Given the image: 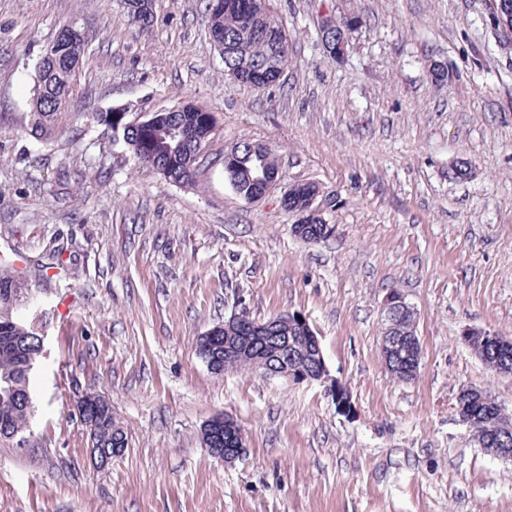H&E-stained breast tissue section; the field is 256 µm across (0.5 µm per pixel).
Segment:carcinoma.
I'll list each match as a JSON object with an SVG mask.
<instances>
[{
  "label": "carcinoma",
  "mask_w": 512,
  "mask_h": 512,
  "mask_svg": "<svg viewBox=\"0 0 512 512\" xmlns=\"http://www.w3.org/2000/svg\"><path fill=\"white\" fill-rule=\"evenodd\" d=\"M153 0H124L130 20L148 28L153 25ZM252 25L241 21L235 7H224L206 13L211 36L218 37L230 47L221 57L224 72L240 71L242 83L267 88L279 84L277 75L287 67L289 39L283 24L271 11L269 0H259ZM86 44L78 36L66 38L61 34L45 46L49 55L46 68H35V80L29 102L28 131L41 142L55 140L67 125L78 122L81 113L70 111L75 79L85 55ZM98 121L121 134L124 144L137 160L157 170L171 182L183 186H199L200 166L194 160L197 152L205 148L214 134L216 116L196 103L187 109L183 105L166 112H150L148 122L129 125L122 112H100ZM254 143L239 144L242 164L228 177L232 187L242 195L259 189L255 170L278 169L275 153L253 152ZM330 236L327 224L315 218L302 225L300 238L309 242L322 241ZM29 284L8 269L0 270V439L21 437L28 428L31 409L29 374L40 356L42 341L29 327L14 315L18 301L28 294ZM395 330L391 345L383 353L386 365L394 379L407 382L415 379L419 364L410 348L415 338L414 315L398 312L394 316ZM251 354L270 357L276 350L288 347L304 368L317 369L313 343L299 332L270 334L249 340ZM198 355L205 359H218L221 370L251 369L249 357L224 354V342L206 347L199 339ZM468 347L490 369L512 374V345L504 347L486 336H473ZM85 421L90 424L91 445L110 453L115 448L128 446L124 428L112 416V406L94 394L87 396ZM456 413L471 422L472 440L481 448H507L512 451V421L499 410L487 391L470 386L456 394Z\"/></svg>",
  "instance_id": "carcinoma-1"
}]
</instances>
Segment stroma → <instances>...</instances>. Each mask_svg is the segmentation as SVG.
Masks as SVG:
<instances>
[{"label": "stroma", "instance_id": "35a3bbf8", "mask_svg": "<svg viewBox=\"0 0 512 512\" xmlns=\"http://www.w3.org/2000/svg\"><path fill=\"white\" fill-rule=\"evenodd\" d=\"M290 36L278 85L224 74L206 0H154L132 24L121 0H0V268L29 259L18 319L44 338L30 374L28 443L0 442V512H512V462L477 447L456 393L491 392L512 416V375L463 341L512 338V54L492 0H271ZM356 18L343 59L323 14ZM88 46L76 127L27 130L34 65L59 27ZM446 85L431 82L434 65ZM190 100L217 118L201 188L140 163L96 115ZM269 145L280 182L249 201L225 151ZM470 178H452L455 161ZM314 184L327 239L308 243L281 205ZM415 312L417 377L380 353L383 310ZM301 312L328 382L208 370L196 340L230 317ZM105 397L128 434L93 468L78 398ZM217 414L245 440L227 464L201 432Z\"/></svg>", "mask_w": 512, "mask_h": 512}]
</instances>
